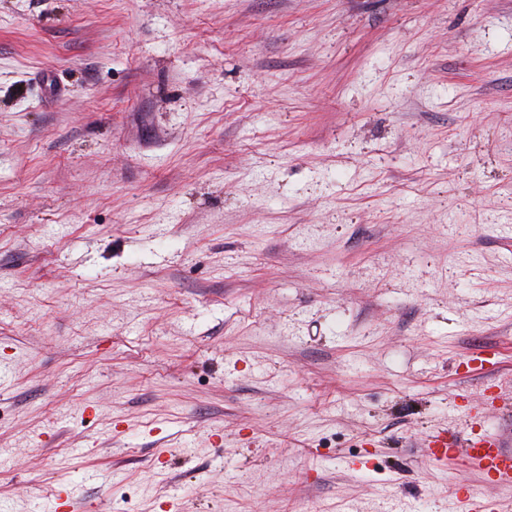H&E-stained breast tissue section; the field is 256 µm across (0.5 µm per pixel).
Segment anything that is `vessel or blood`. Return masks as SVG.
<instances>
[{
    "label": "vessel or blood",
    "instance_id": "obj_1",
    "mask_svg": "<svg viewBox=\"0 0 512 512\" xmlns=\"http://www.w3.org/2000/svg\"><path fill=\"white\" fill-rule=\"evenodd\" d=\"M459 452L462 459L492 475L497 484L512 485V441L504 435H491L459 441L451 432L429 435L424 449L425 458L433 463L447 459L450 452ZM464 512H506L505 506L478 494H469L461 500Z\"/></svg>",
    "mask_w": 512,
    "mask_h": 512
}]
</instances>
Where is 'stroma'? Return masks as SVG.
I'll use <instances>...</instances> for the list:
<instances>
[{
	"label": "stroma",
	"mask_w": 512,
	"mask_h": 512,
	"mask_svg": "<svg viewBox=\"0 0 512 512\" xmlns=\"http://www.w3.org/2000/svg\"><path fill=\"white\" fill-rule=\"evenodd\" d=\"M442 428L512 431V0H0V512L512 504ZM465 512H506L510 511V506L506 508L497 500H489L479 494H469L461 500Z\"/></svg>",
	"instance_id": "obj_1"
}]
</instances>
